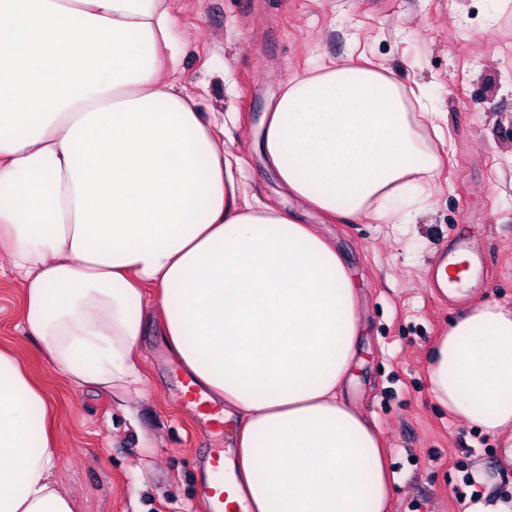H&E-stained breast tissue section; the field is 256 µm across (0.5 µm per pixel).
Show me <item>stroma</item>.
<instances>
[{
  "mask_svg": "<svg viewBox=\"0 0 512 512\" xmlns=\"http://www.w3.org/2000/svg\"><path fill=\"white\" fill-rule=\"evenodd\" d=\"M185 92L224 118L248 203H273L313 225L343 255L359 293L366 357L345 399L375 425L394 478L389 512H467L512 502V436L448 413L427 386L429 350L473 305L512 308V6L497 0H172ZM366 55L442 114L443 160L413 224L325 215L279 195L257 138L292 76ZM470 241L485 287L452 297L433 287L443 248ZM24 285L0 260V345L42 386L55 418L54 475L75 512H207L201 461L230 448L229 430L199 433L179 397L182 372L148 318L130 394L68 381L21 330Z\"/></svg>",
  "mask_w": 512,
  "mask_h": 512,
  "instance_id": "obj_1",
  "label": "stroma"
}]
</instances>
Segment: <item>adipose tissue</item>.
<instances>
[{
    "label": "adipose tissue",
    "mask_w": 512,
    "mask_h": 512,
    "mask_svg": "<svg viewBox=\"0 0 512 512\" xmlns=\"http://www.w3.org/2000/svg\"><path fill=\"white\" fill-rule=\"evenodd\" d=\"M166 0H0V259L22 327L69 381H139L146 289L184 375L238 417L226 512H387L382 441L343 398L359 354L343 258L279 208L240 205L213 120L168 75ZM349 60L288 81L259 148L309 207L411 224L438 115ZM434 400L512 429V311L478 304L433 345ZM47 398L0 347V512H74Z\"/></svg>",
    "instance_id": "adipose-tissue-1"
}]
</instances>
